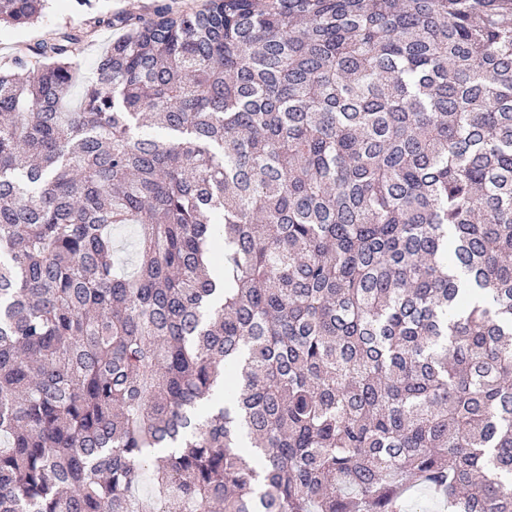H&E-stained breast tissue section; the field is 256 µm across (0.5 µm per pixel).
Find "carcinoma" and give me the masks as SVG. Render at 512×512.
Instances as JSON below:
<instances>
[{
  "mask_svg": "<svg viewBox=\"0 0 512 512\" xmlns=\"http://www.w3.org/2000/svg\"><path fill=\"white\" fill-rule=\"evenodd\" d=\"M509 15L167 6L71 109L83 36L1 69L0 512H512Z\"/></svg>",
  "mask_w": 512,
  "mask_h": 512,
  "instance_id": "cac0c4a2",
  "label": "carcinoma"
}]
</instances>
